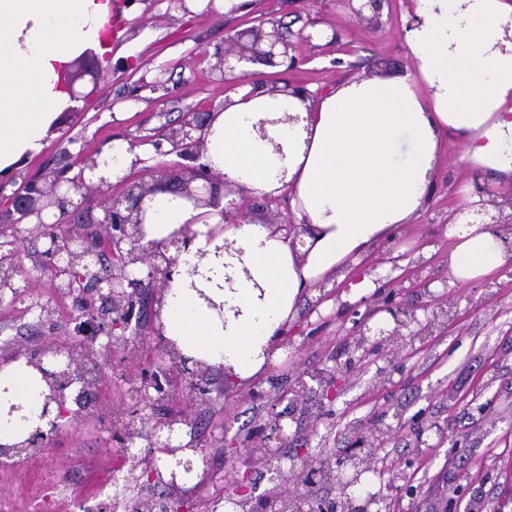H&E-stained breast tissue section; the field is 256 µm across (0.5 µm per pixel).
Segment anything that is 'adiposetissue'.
<instances>
[{
	"instance_id": "obj_1",
	"label": "adipose tissue",
	"mask_w": 512,
	"mask_h": 512,
	"mask_svg": "<svg viewBox=\"0 0 512 512\" xmlns=\"http://www.w3.org/2000/svg\"><path fill=\"white\" fill-rule=\"evenodd\" d=\"M112 0H0V175L39 153L60 115L76 105L70 63L110 51ZM512 0H415L404 42L411 71L341 84L319 104L299 95H232L213 116L204 160L259 194L289 191L306 225L305 253L265 224L227 225L221 210L201 214L187 200L145 201V238L182 228L195 238L178 258L183 272L161 309L163 334L182 356L247 381L261 372L277 329L299 297L325 276L344 277L423 207L433 187L439 139L461 136L459 162L489 184H512ZM295 124H280L284 114ZM272 120L268 139L255 126ZM279 142L283 156L273 155ZM453 283L497 275L512 259L500 231L458 224L448 231ZM233 240L237 255L220 248ZM203 278L191 279L193 268ZM234 275L235 288L223 286ZM226 302L218 316L206 301ZM48 386L26 357L0 365V404L24 415L0 423V447L25 442L39 424Z\"/></svg>"
}]
</instances>
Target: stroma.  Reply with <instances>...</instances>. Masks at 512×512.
Masks as SVG:
<instances>
[{"label":"stroma","instance_id":"1","mask_svg":"<svg viewBox=\"0 0 512 512\" xmlns=\"http://www.w3.org/2000/svg\"><path fill=\"white\" fill-rule=\"evenodd\" d=\"M414 0H393L378 20H359L341 0H254L250 11L194 13L178 0H131L112 17L110 61L92 54L75 87L93 95L82 113H64L63 127L80 139L71 152L96 149L104 139L139 145L149 166L162 164L144 139L167 125L219 107L223 85L214 80L203 59L205 51L224 47L238 31L273 17L292 30L307 29L312 40L295 51V70L265 68L267 81H303L311 100L338 84L374 78L383 70L413 69L403 32L414 16ZM339 42H332L333 32ZM461 138L444 133L435 186L410 223L370 257L374 276L395 302L426 317L438 296L452 304L451 318L432 336L402 348H391L343 371L355 342L351 317L341 315V302L359 313L374 302L358 303L349 289L327 279L323 294L301 296L287 329L295 353L279 350L271 367L252 380L226 386L223 369L211 371L213 405L189 407L186 384L171 378L167 403L152 415L161 420L170 408L189 416L180 443H194L188 453L194 474L205 475L214 492H222L233 464L224 455L225 433H248L264 422L268 409L283 416L288 442L279 450L282 479H273L263 464L242 454L251 491L235 497L232 512H251L268 494L300 493L308 512H512V278L501 275L460 287L448 276L449 216L469 207L466 187L474 174L458 163ZM250 222L296 224L287 194L270 201L247 193ZM20 245L18 262L31 273L49 246L31 224L12 223L0 203V250ZM45 314H38L37 305ZM74 297L55 294L48 280L30 295L0 303V362L30 357L54 346H75ZM156 340L149 321L141 333L117 338L106 374L88 396L89 408L77 427L37 452L0 465V495L17 500L18 512H34L33 482L44 468L74 495L96 501L99 486L111 483L119 462L112 415L131 411L134 387L152 372ZM341 371L342 387L328 401L313 375ZM368 435L375 453L369 469L346 468L340 479L314 485L298 483L291 469L326 456L345 461L353 432ZM352 480L350 489L342 481ZM375 502H367V495Z\"/></svg>","mask_w":512,"mask_h":512}]
</instances>
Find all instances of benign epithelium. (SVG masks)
I'll return each instance as SVG.
<instances>
[{"label": "benign epithelium", "instance_id": "1", "mask_svg": "<svg viewBox=\"0 0 512 512\" xmlns=\"http://www.w3.org/2000/svg\"><path fill=\"white\" fill-rule=\"evenodd\" d=\"M352 13L360 19L365 18V10L372 12L373 18H378L385 0H345ZM296 35L300 41H311V35L287 32L283 24L268 18L260 21L259 26L236 33L229 42L232 48H217L214 53H205V57L215 58L210 64V71L225 83L229 90H237L250 86L252 92L264 88L260 73L254 66H275L277 59H286L289 67H294L295 57L290 55L293 41L290 36ZM299 117L290 114L279 119H263L258 122V132L262 139L268 141L275 154L282 153V146L270 138L266 126L290 124ZM212 113L205 112L193 120L183 122L177 127H171L158 138L148 139L155 153L162 156L174 154L181 159L176 171L165 174L154 167L144 168V175L150 181L136 180L128 176L119 180L123 185L117 195L108 194L112 183L101 177L98 181L85 176V172L98 168V158L103 149L93 152H81L77 155L79 172L70 177L72 170V154L65 149L61 152L58 166L44 171L38 180L15 190L11 195V203L18 214L15 223L35 216L37 222L33 231L50 239L49 248L44 251L42 268L50 273L51 286L61 289L63 293H73L81 290V285L88 281L95 293L112 299L114 303L125 306L126 315L115 320L111 317L97 318L91 316L92 327L88 332L91 342H96L101 336L106 337V343L101 345L104 362H109L114 331L119 326L130 328L132 323H140L135 318L137 296L142 293L151 295L156 304H161L165 290L172 282L174 275L179 273L178 254L187 250L193 241L189 230L172 234L161 243L144 242V202L149 196L168 193L183 197L197 208H216L224 200L227 193L232 191L233 184L224 176L215 173L210 166L203 162L205 138L211 127ZM481 195L491 197V200L481 204L473 211L459 209L453 220L464 224H486L512 227V216L503 218L504 209L512 210V198L504 197L498 202L492 199L495 190L490 187L476 186ZM492 209H487V206ZM75 215L80 224H95L99 232L94 235L73 233L59 235L52 231L58 224L69 223V217ZM107 241L112 256L119 257L121 273H102L103 251L102 241ZM19 249L15 248L5 254L0 253V302L6 297L20 295L13 279L16 273ZM380 310L387 312L394 327L379 326L375 329L369 326L370 315L365 314L353 321L352 335L356 336L354 350L362 351L360 359L374 349H380L390 343H403L406 340L421 339L432 334L437 325L438 315L434 314L426 321H420L415 312L391 300L387 301ZM408 333H402V330ZM154 336L158 350L168 357L169 373L177 374L187 382L195 398L204 397L210 393L208 388L211 368L205 364L192 361L181 356L174 345L163 336V326L155 327ZM54 356L66 354V361L58 365L56 371H43L49 380L50 393L44 397L38 418L48 420L50 429L37 433L44 441H49L60 430L59 419L69 418L70 425L75 426L88 409V395L96 380L80 374L82 365L75 362V354L63 352L54 348L49 350ZM265 428L270 430L265 448L272 444H283L288 441V434L282 424V417L271 414Z\"/></svg>", "mask_w": 512, "mask_h": 512}]
</instances>
